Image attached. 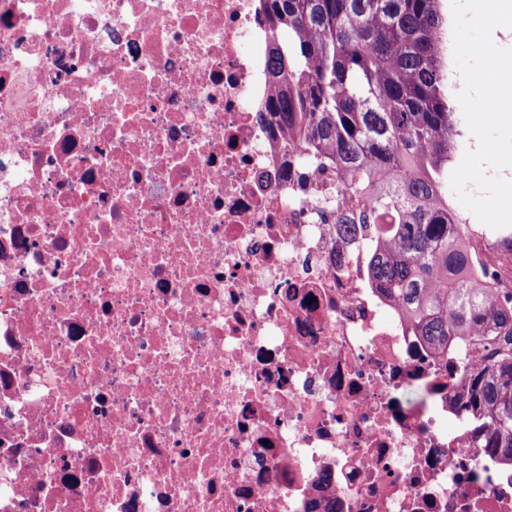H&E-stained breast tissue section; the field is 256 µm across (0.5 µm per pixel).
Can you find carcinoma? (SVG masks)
Returning a JSON list of instances; mask_svg holds the SVG:
<instances>
[{
	"mask_svg": "<svg viewBox=\"0 0 512 512\" xmlns=\"http://www.w3.org/2000/svg\"><path fill=\"white\" fill-rule=\"evenodd\" d=\"M270 123L362 203L344 237L369 245L370 285L410 332L461 349L455 399L480 447L512 464V293L465 250L448 203L458 129L439 0H261Z\"/></svg>",
	"mask_w": 512,
	"mask_h": 512,
	"instance_id": "cac0c4a2",
	"label": "carcinoma"
}]
</instances>
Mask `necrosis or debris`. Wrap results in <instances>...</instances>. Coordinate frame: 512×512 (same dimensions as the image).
I'll return each mask as SVG.
<instances>
[{"label": "necrosis or debris", "mask_w": 512, "mask_h": 512, "mask_svg": "<svg viewBox=\"0 0 512 512\" xmlns=\"http://www.w3.org/2000/svg\"><path fill=\"white\" fill-rule=\"evenodd\" d=\"M269 39L259 0H0V512H512L457 351L298 181Z\"/></svg>", "instance_id": "1"}]
</instances>
